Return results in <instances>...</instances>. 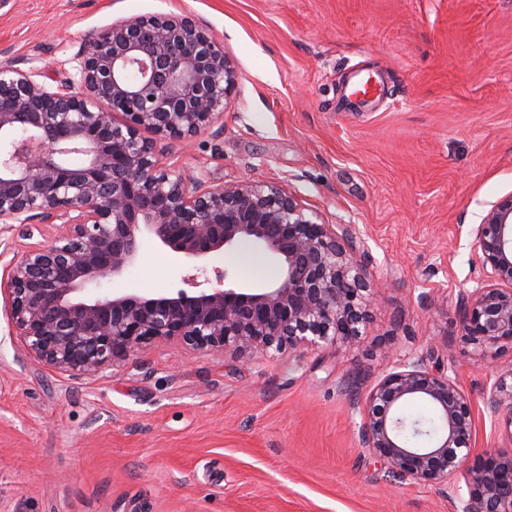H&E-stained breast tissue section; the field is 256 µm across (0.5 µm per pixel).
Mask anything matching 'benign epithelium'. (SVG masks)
<instances>
[{
	"label": "benign epithelium",
	"instance_id": "benign-epithelium-1",
	"mask_svg": "<svg viewBox=\"0 0 512 512\" xmlns=\"http://www.w3.org/2000/svg\"><path fill=\"white\" fill-rule=\"evenodd\" d=\"M76 73L0 65V222L51 224L54 240L6 273L10 318L27 353L75 378L156 343L235 359L362 342L383 288L367 278L353 224H326L280 185H205L161 161V140L188 141L234 102L237 70L190 13L117 20L87 34ZM81 155L76 166L71 157ZM153 239L194 265L248 244L277 262V282L155 297L102 292ZM484 274L457 315L473 360L512 350V192L474 229ZM512 369L486 395L512 411ZM431 407L441 430L422 446L402 408ZM363 447L415 483L467 475L457 512H512V451L473 453L474 409L456 361L411 354L383 373L359 409Z\"/></svg>",
	"mask_w": 512,
	"mask_h": 512
}]
</instances>
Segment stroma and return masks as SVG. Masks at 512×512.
Segmentation results:
<instances>
[{"instance_id": "obj_1", "label": "stroma", "mask_w": 512, "mask_h": 512, "mask_svg": "<svg viewBox=\"0 0 512 512\" xmlns=\"http://www.w3.org/2000/svg\"><path fill=\"white\" fill-rule=\"evenodd\" d=\"M181 12L223 41L240 80L210 129L167 142L168 162L211 185L277 183L326 223L355 224L386 287L354 348L237 360L159 345L82 379L28 355L0 292V512H456L465 475L392 474L361 447L356 403L408 353L432 368L452 355L476 452L512 448V410L483 411L512 353L468 359L456 315L482 277L473 228L512 192V0H0V63L68 72L87 32ZM357 71L383 81L379 102L345 99ZM54 234L0 224V278ZM253 258L198 269L145 238L103 286L276 282Z\"/></svg>"}]
</instances>
